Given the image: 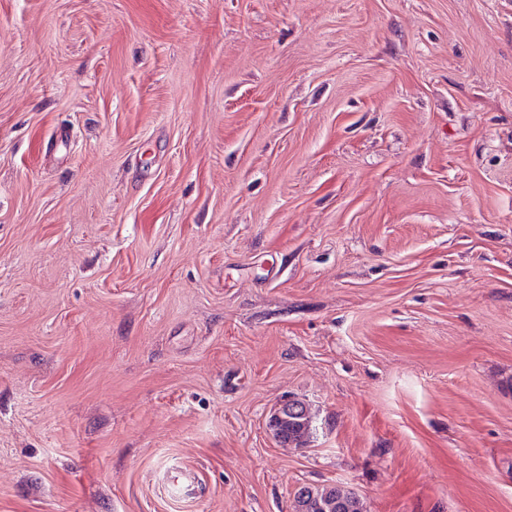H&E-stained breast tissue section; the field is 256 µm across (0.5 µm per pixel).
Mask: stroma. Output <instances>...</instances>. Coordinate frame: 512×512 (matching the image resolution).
I'll return each instance as SVG.
<instances>
[{
	"label": "stroma",
	"mask_w": 512,
	"mask_h": 512,
	"mask_svg": "<svg viewBox=\"0 0 512 512\" xmlns=\"http://www.w3.org/2000/svg\"><path fill=\"white\" fill-rule=\"evenodd\" d=\"M303 485L512 512V0H0V512ZM291 421L282 420L276 424V427L286 433L290 442H299L297 439L310 434L313 430V416L308 406L304 402H299L297 414L291 417ZM199 480L198 474L194 471L172 469L164 479V495L174 504L188 503L195 494V486Z\"/></svg>",
	"instance_id": "obj_1"
}]
</instances>
